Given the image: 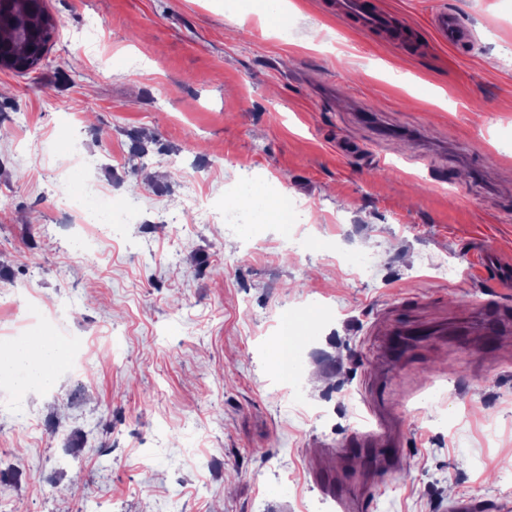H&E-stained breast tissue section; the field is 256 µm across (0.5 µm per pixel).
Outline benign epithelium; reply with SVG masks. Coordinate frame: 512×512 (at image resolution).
<instances>
[{
    "mask_svg": "<svg viewBox=\"0 0 512 512\" xmlns=\"http://www.w3.org/2000/svg\"><path fill=\"white\" fill-rule=\"evenodd\" d=\"M38 2L36 10L33 0H11L0 13V70H31L46 54L58 22L45 0Z\"/></svg>",
    "mask_w": 512,
    "mask_h": 512,
    "instance_id": "7a95c632",
    "label": "benign epithelium"
}]
</instances>
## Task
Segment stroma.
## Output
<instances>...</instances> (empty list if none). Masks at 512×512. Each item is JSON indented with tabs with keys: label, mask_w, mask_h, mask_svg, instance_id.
Listing matches in <instances>:
<instances>
[{
	"label": "stroma",
	"mask_w": 512,
	"mask_h": 512,
	"mask_svg": "<svg viewBox=\"0 0 512 512\" xmlns=\"http://www.w3.org/2000/svg\"><path fill=\"white\" fill-rule=\"evenodd\" d=\"M234 0H47L44 64L0 70V290L37 309L25 335L81 346L51 387L0 380L8 512H304L318 474L356 512H477L512 499V0H377L425 27L440 7L475 38L407 51L325 0L273 33ZM99 22V55L76 37ZM89 164L60 166V152ZM308 204L298 225L210 222L244 166ZM23 180H15V170ZM94 180L139 210L92 257L53 200ZM37 249L40 267L29 262ZM369 253L376 278L356 277ZM460 276L437 279L440 257ZM291 317L305 390L271 352ZM335 411L329 425L312 411ZM388 419L387 463L351 436ZM479 266L488 279L500 282L512 281V268L505 264L492 248H485L479 257Z\"/></svg>",
	"instance_id": "1"
}]
</instances>
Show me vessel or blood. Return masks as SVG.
Returning <instances> with one entry per match:
<instances>
[{
    "mask_svg": "<svg viewBox=\"0 0 512 512\" xmlns=\"http://www.w3.org/2000/svg\"><path fill=\"white\" fill-rule=\"evenodd\" d=\"M328 8L336 18L352 25L359 32L384 35L393 46L399 48L415 42L420 34L417 26L396 14L379 10L373 0H330ZM428 28L435 40L446 46L460 48L473 40L471 27L456 11L445 7L429 16ZM479 266L488 279L512 281V266L505 264L494 249L487 248L481 252ZM316 484L336 501L341 512H353L354 502L338 487L332 476H318Z\"/></svg>",
    "mask_w": 512,
    "mask_h": 512,
    "instance_id": "b4317fda",
    "label": "vessel or blood"
}]
</instances>
